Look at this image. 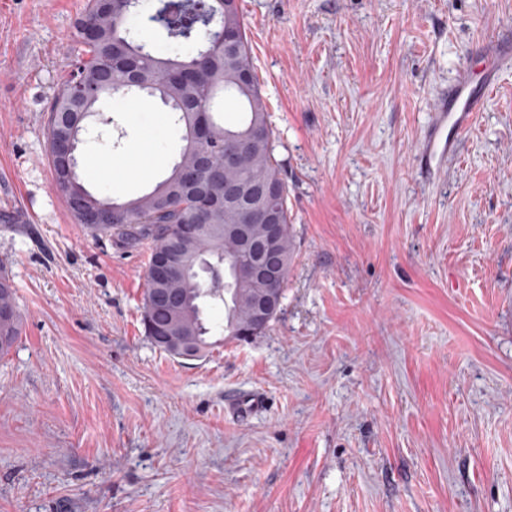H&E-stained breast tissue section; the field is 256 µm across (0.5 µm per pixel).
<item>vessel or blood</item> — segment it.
<instances>
[{
    "label": "vessel or blood",
    "instance_id": "obj_1",
    "mask_svg": "<svg viewBox=\"0 0 512 512\" xmlns=\"http://www.w3.org/2000/svg\"><path fill=\"white\" fill-rule=\"evenodd\" d=\"M481 57V75L461 67L433 109L418 149L422 169L432 172L443 168L456 152L463 133L473 127L483 111L500 73L512 68V32L503 30L485 39Z\"/></svg>",
    "mask_w": 512,
    "mask_h": 512
}]
</instances>
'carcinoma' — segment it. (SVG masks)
Masks as SVG:
<instances>
[{
    "label": "carcinoma",
    "instance_id": "cac0c4a2",
    "mask_svg": "<svg viewBox=\"0 0 512 512\" xmlns=\"http://www.w3.org/2000/svg\"><path fill=\"white\" fill-rule=\"evenodd\" d=\"M226 0H154L152 20L164 31L171 43L169 53H153L148 43L133 34L127 21L138 3L114 0L107 10L99 0H88L86 21L91 24L92 37L85 41L77 35V67L86 81L100 87V92L72 105L66 91L49 107L47 149L53 169V187L65 199L76 223L85 212L112 205L127 215V220L110 224L85 225L94 237H109L126 243L150 241L151 254L168 251L171 239L178 240L176 261L193 270L201 259L224 273V283L209 286L198 283L192 274H160L147 268L141 324L151 344L173 358H184L157 342L155 329L161 327L177 336L189 337L195 353L203 356L212 346L208 341L211 328L206 326L204 309L224 304L227 310L224 332L226 338L248 342L255 336L253 284L238 280L236 266L243 263L235 240L225 236L224 226L239 223L234 204L211 210L205 217L197 215L193 199L187 193L186 173L195 165L197 146L189 141L196 114L192 109L207 112L206 140L202 144L215 168L223 171L211 184V191L224 195V187L235 186L245 192L255 185H275L271 195L255 196V205L273 212L281 224L277 251L288 274L294 256L293 234L288 216V184L273 149V130L267 106L254 70L251 50L238 4L228 7ZM233 40L235 49H224V38ZM137 80L144 91L154 92L171 111L178 114L182 127V148L170 174L148 192L118 202L91 193L83 185L77 171L69 169L65 158L56 150L53 125L66 117L75 128L74 143H82L88 132V120L98 113L97 104L113 92L136 94L130 86ZM235 99L243 118L236 126H227L216 116L221 95ZM238 150L237 161L224 165V151ZM163 288L181 296L177 305L156 301L155 292ZM23 331V319L17 310L8 276L0 274V357L8 354Z\"/></svg>",
    "mask_w": 512,
    "mask_h": 512
}]
</instances>
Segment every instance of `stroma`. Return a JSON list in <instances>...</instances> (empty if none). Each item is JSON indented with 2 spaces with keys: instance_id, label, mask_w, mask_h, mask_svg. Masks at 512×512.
I'll return each instance as SVG.
<instances>
[{
  "instance_id": "35a3bbf8",
  "label": "stroma",
  "mask_w": 512,
  "mask_h": 512,
  "mask_svg": "<svg viewBox=\"0 0 512 512\" xmlns=\"http://www.w3.org/2000/svg\"><path fill=\"white\" fill-rule=\"evenodd\" d=\"M87 0H0V512H512V72L439 176L431 111L512 0H238L288 184L283 309L198 360L141 325L148 244L95 238L53 188L48 108ZM88 188L126 201L181 133L109 100ZM265 411L236 420L228 394ZM3 310V313H1ZM23 331V319L17 310L8 276L0 274V357L7 355Z\"/></svg>"
}]
</instances>
